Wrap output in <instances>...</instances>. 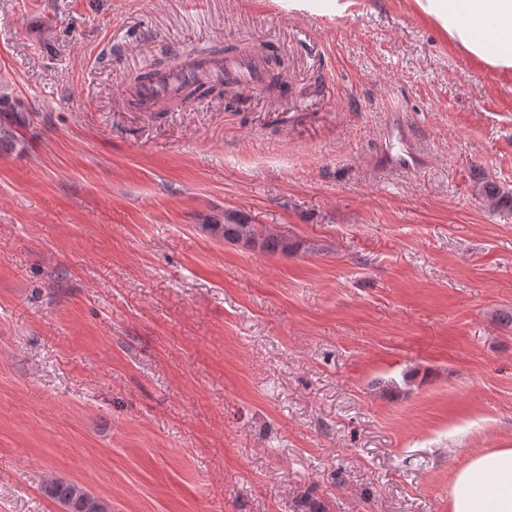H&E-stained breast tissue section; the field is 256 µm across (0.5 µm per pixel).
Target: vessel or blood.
<instances>
[{"mask_svg":"<svg viewBox=\"0 0 512 512\" xmlns=\"http://www.w3.org/2000/svg\"><path fill=\"white\" fill-rule=\"evenodd\" d=\"M267 76L265 60L251 46L243 45L224 54L206 57L176 55L166 68L152 71L136 88V97L150 105L160 98L176 96L180 86L188 82H217L232 87L250 88L261 85ZM385 140L394 148L387 154L389 165L417 172L423 159L416 151L408 128L399 119H390L385 128Z\"/></svg>","mask_w":512,"mask_h":512,"instance_id":"b4317fda","label":"vessel or blood"}]
</instances>
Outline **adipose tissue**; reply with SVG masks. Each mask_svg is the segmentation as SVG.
Segmentation results:
<instances>
[{
	"mask_svg": "<svg viewBox=\"0 0 512 512\" xmlns=\"http://www.w3.org/2000/svg\"><path fill=\"white\" fill-rule=\"evenodd\" d=\"M472 58L512 72V0H416ZM451 512H512V448L468 458L455 471Z\"/></svg>",
	"mask_w": 512,
	"mask_h": 512,
	"instance_id": "1",
	"label": "adipose tissue"
}]
</instances>
